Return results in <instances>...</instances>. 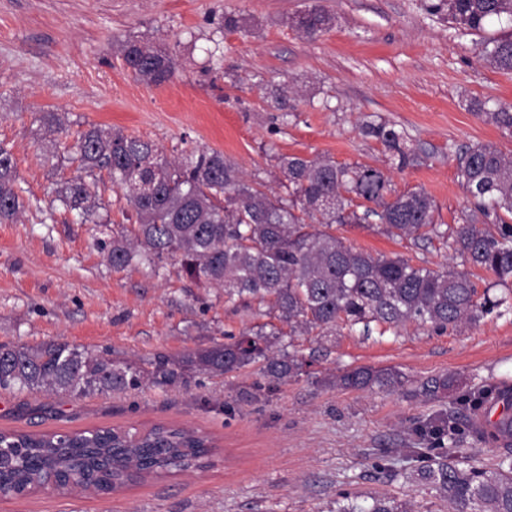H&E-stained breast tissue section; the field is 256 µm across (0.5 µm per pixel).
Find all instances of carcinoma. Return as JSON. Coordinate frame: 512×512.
<instances>
[{
    "mask_svg": "<svg viewBox=\"0 0 512 512\" xmlns=\"http://www.w3.org/2000/svg\"><path fill=\"white\" fill-rule=\"evenodd\" d=\"M432 14L470 34L481 35L496 21L512 24V0H433ZM331 15L313 0L293 26L313 37L329 28ZM136 77L161 85L175 72L173 54L140 41L120 49ZM481 59L512 71V34L486 37ZM473 107L488 123L512 134V105ZM379 141L398 169L422 165L427 155L408 144L406 134L381 119L361 125ZM75 174L57 190L56 200L75 211L81 223L101 208L100 184L109 179L123 191L131 225L102 245L112 268L134 263L157 265L178 255L193 281L224 290L227 301L254 302L269 321L224 343L190 351L172 361L214 376L262 363L273 381L303 372L305 362L289 351L297 336H334L360 325L379 334L409 323L444 330L479 322L505 307L512 309V152L476 143L455 152L456 178L469 197L457 223H435L437 204L422 189L396 192L390 177L370 165L339 163L328 155L305 158L279 154L282 178L275 190L257 175L247 178L217 150L168 159L152 142L91 125L77 133ZM17 165L0 145V223L14 224L23 208L16 190ZM337 224L377 228L392 239L438 240L460 259L463 269L435 270L399 254L373 255L336 236ZM489 273L483 296L466 268ZM507 289L490 296L496 287ZM144 372L66 343L0 347V389H27L73 397L125 392L141 387ZM443 376L417 394L434 398L455 386ZM401 384L398 372L369 366L336 375L343 389H384ZM484 444L499 450L495 467L464 462L455 448L417 470L455 512H512V406L477 428ZM208 439L183 427L156 425L144 433L101 427L70 433L0 432V453L11 465L0 483L17 490L41 486L50 475L65 473L76 488L109 491L135 476L203 466ZM337 512H413L410 504L388 495L366 506L347 504Z\"/></svg>",
    "mask_w": 512,
    "mask_h": 512,
    "instance_id": "1",
    "label": "carcinoma"
}]
</instances>
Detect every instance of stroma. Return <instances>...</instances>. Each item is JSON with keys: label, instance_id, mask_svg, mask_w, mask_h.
<instances>
[{"label": "stroma", "instance_id": "stroma-1", "mask_svg": "<svg viewBox=\"0 0 512 512\" xmlns=\"http://www.w3.org/2000/svg\"><path fill=\"white\" fill-rule=\"evenodd\" d=\"M430 0H322L333 25L314 37L291 26L309 0H0V143L17 162L24 207L0 223V346L65 342L144 369L139 389L70 397L0 389V432H70L95 427L146 431L163 424L207 436L204 468L153 476L114 493L35 489L0 497V512H336L342 499L388 494L414 512H451L413 477L441 448L417 426L447 419L457 445L494 466L498 450L477 442L475 418L500 411L512 389V313L438 331L341 330L300 337L309 373L270 380L261 364L213 377L182 370L167 382L160 359L223 342L262 324L256 310L191 281L178 259L114 270L100 241L119 235L126 201L105 187L100 223H81L56 200L74 167L55 155V136L37 138L36 117L57 112L69 136L99 124L154 142L171 159L218 150L246 175L277 187L279 154L329 155L385 171L397 191L422 189L436 223H457L467 198L452 154L476 143L512 152V135L483 121L471 100L512 104V72L484 62L479 36L430 14ZM240 20L224 28L226 13ZM136 38L167 47L177 69L166 83L139 81L119 49ZM297 91V115L272 102ZM376 115L428 154L397 169L359 124ZM346 244L446 266L438 243L395 241L353 225ZM397 371L395 390H344L340 370ZM448 374L453 391L436 400L412 388Z\"/></svg>", "mask_w": 512, "mask_h": 512}]
</instances>
